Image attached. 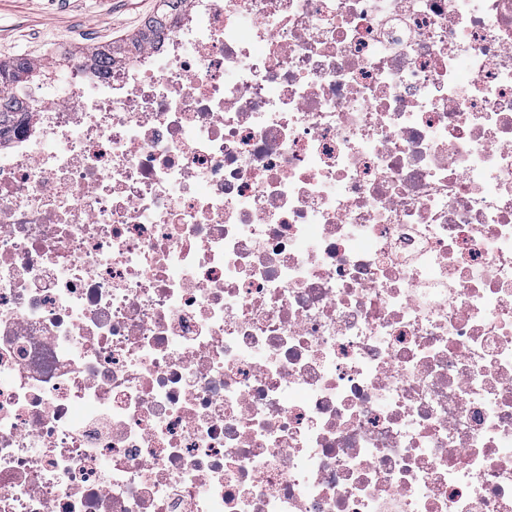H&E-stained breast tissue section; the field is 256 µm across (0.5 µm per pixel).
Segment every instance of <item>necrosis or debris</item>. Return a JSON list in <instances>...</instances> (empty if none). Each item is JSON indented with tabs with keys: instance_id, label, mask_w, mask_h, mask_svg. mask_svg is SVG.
<instances>
[{
	"instance_id": "obj_1",
	"label": "necrosis or debris",
	"mask_w": 512,
	"mask_h": 512,
	"mask_svg": "<svg viewBox=\"0 0 512 512\" xmlns=\"http://www.w3.org/2000/svg\"><path fill=\"white\" fill-rule=\"evenodd\" d=\"M0 144V512H512V0H188Z\"/></svg>"
}]
</instances>
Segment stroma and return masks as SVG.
Wrapping results in <instances>:
<instances>
[{
    "instance_id": "stroma-1",
    "label": "stroma",
    "mask_w": 512,
    "mask_h": 512,
    "mask_svg": "<svg viewBox=\"0 0 512 512\" xmlns=\"http://www.w3.org/2000/svg\"><path fill=\"white\" fill-rule=\"evenodd\" d=\"M158 7L159 0H0V61L123 42Z\"/></svg>"
}]
</instances>
